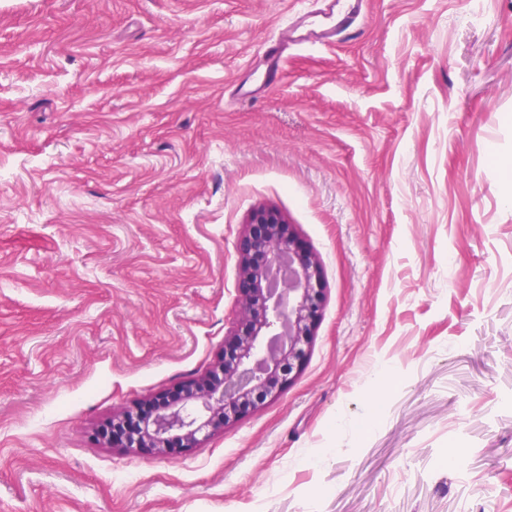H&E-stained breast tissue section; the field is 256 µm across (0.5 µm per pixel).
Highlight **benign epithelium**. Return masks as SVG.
<instances>
[{
    "instance_id": "7a95c632",
    "label": "benign epithelium",
    "mask_w": 512,
    "mask_h": 512,
    "mask_svg": "<svg viewBox=\"0 0 512 512\" xmlns=\"http://www.w3.org/2000/svg\"><path fill=\"white\" fill-rule=\"evenodd\" d=\"M236 251L242 311L215 364L219 373L186 379L155 397L154 417L112 440L123 451L161 454L174 439L195 447L199 435L236 419L258 399L278 395L302 361L319 315L317 260L301 252L280 213L266 207L252 213Z\"/></svg>"
}]
</instances>
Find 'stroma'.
Wrapping results in <instances>:
<instances>
[{
    "label": "stroma",
    "mask_w": 512,
    "mask_h": 512,
    "mask_svg": "<svg viewBox=\"0 0 512 512\" xmlns=\"http://www.w3.org/2000/svg\"><path fill=\"white\" fill-rule=\"evenodd\" d=\"M325 9L0 0V512H512V0ZM260 206L321 267L302 367L113 448L223 354ZM336 23L322 31L316 38L319 42L332 45L340 35L350 29L360 18L363 0H336ZM342 2V3H341ZM280 47H283V43L281 41H272V43H270L265 49L268 64L264 73L263 83L274 82L280 75V70L282 68Z\"/></svg>",
    "instance_id": "35a3bbf8"
}]
</instances>
